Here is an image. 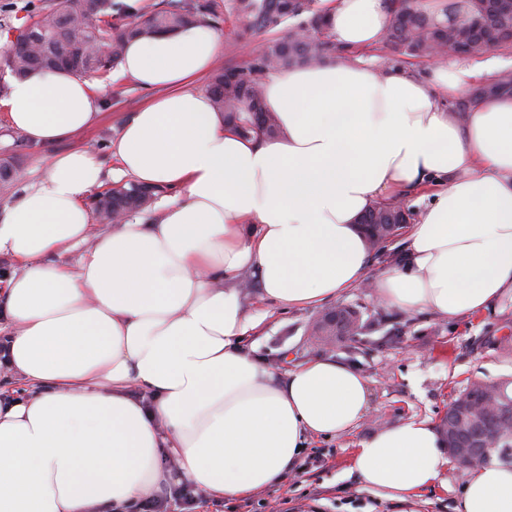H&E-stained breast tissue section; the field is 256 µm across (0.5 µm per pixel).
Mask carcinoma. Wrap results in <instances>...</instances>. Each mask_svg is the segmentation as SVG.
<instances>
[{
    "instance_id": "1",
    "label": "carcinoma",
    "mask_w": 512,
    "mask_h": 512,
    "mask_svg": "<svg viewBox=\"0 0 512 512\" xmlns=\"http://www.w3.org/2000/svg\"><path fill=\"white\" fill-rule=\"evenodd\" d=\"M282 0H231V10L246 26L255 31L270 32L289 18L307 15L306 31L269 40L260 54L246 64L230 65L216 71L208 92L213 105L224 113V122L243 136H274L278 123L274 114L262 105L263 76L296 66H312L336 56V43L330 39L329 26L318 6V0H293L292 14L281 10ZM469 16L451 24L439 23L421 8L419 0H390L391 19L383 47L392 56H408L426 60L438 51L451 59L480 56L492 49L512 46V13L499 8V0H470ZM38 18L31 37L8 51L3 66L15 77L38 68L64 67L79 76L108 73L120 63L128 37L157 31H174L188 24L217 26L221 21L214 0H161L153 10L140 15L141 21L122 22L120 11L112 0H42L34 7ZM78 26L82 37L64 41L62 26ZM512 94V73H503L490 82L472 87L453 104L459 114L469 112L480 99ZM18 168L12 161L0 167V191L10 190L16 182ZM127 194L114 198L112 191L94 192L90 205L98 221L112 223L113 216L149 208L162 189L130 182ZM408 210L403 203L380 204L363 215V231L371 245L386 242L390 224H406ZM364 325L359 311L338 306L312 321V336H331L340 341L361 334ZM498 403L510 416L506 422L482 423L478 430H498L495 447L485 449L484 460L498 456L512 462V380L497 384ZM485 396L478 381L468 384L448 405L450 414L442 418L440 433L449 434L453 426L452 412L460 406L476 403Z\"/></svg>"
}]
</instances>
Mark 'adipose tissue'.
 <instances>
[{
  "instance_id": "adipose-tissue-1",
  "label": "adipose tissue",
  "mask_w": 512,
  "mask_h": 512,
  "mask_svg": "<svg viewBox=\"0 0 512 512\" xmlns=\"http://www.w3.org/2000/svg\"><path fill=\"white\" fill-rule=\"evenodd\" d=\"M340 47L382 43L388 0H321ZM221 36L195 24L129 41L123 75L152 97L124 123L118 165L74 149L45 159L36 182L0 209V254L18 267L0 291V370L28 388L0 396V512H130L171 484L208 500L244 499L285 480L310 438L352 432L367 379L325 357L286 373L244 347L265 302L318 308L368 282L359 217L421 191L407 265L372 281L382 305L457 320L512 304V97L465 116L462 94L490 62L401 67L327 62L268 75L280 133L238 135L197 80ZM98 82L36 70L0 100L34 143L93 128ZM174 189L158 220L96 228L88 206L105 178ZM83 248L76 266L53 254ZM430 420L359 441L364 488L400 505L439 482ZM458 512H512V466L474 470Z\"/></svg>"
}]
</instances>
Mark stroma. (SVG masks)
<instances>
[{
    "label": "stroma",
    "mask_w": 512,
    "mask_h": 512,
    "mask_svg": "<svg viewBox=\"0 0 512 512\" xmlns=\"http://www.w3.org/2000/svg\"><path fill=\"white\" fill-rule=\"evenodd\" d=\"M217 28L223 51L217 67L245 61L269 39L254 32L228 12ZM112 91L110 105L98 126L73 138L48 144L17 141L0 112V156L15 158L21 175L11 193H0V208L10 203L34 178L40 160L76 148L94 151L105 167H115L110 153L122 125L145 100L146 94L119 70L101 75ZM359 310L368 328L344 342L322 344L308 327L314 309L277 308L265 326L256 356L279 372L316 357L341 360L355 366L370 387L368 414L352 433L311 439L296 469L281 484L250 497L222 502L198 501L196 512H400L399 504L366 491L353 471L358 442L373 430L411 418L439 423L450 401L474 380L512 379V307L502 311L448 321L429 313L409 314L382 306L373 289L355 288L338 299ZM447 486H434L422 496L421 512H456L468 480L453 463H446Z\"/></svg>",
    "instance_id": "35a3bbf8"
}]
</instances>
